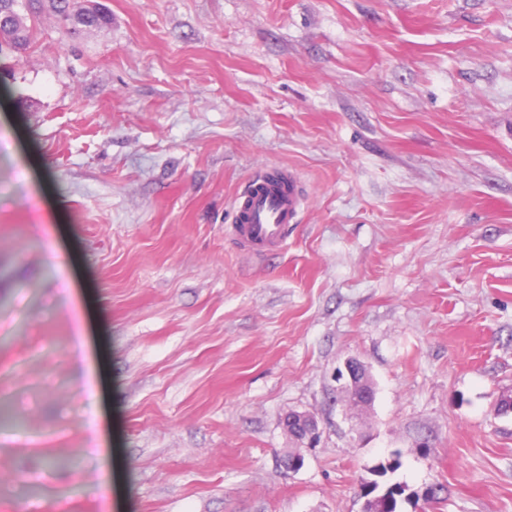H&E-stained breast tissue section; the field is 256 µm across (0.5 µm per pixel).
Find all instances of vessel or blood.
I'll list each match as a JSON object with an SVG mask.
<instances>
[{"mask_svg":"<svg viewBox=\"0 0 512 512\" xmlns=\"http://www.w3.org/2000/svg\"><path fill=\"white\" fill-rule=\"evenodd\" d=\"M299 210L297 188L285 191L255 178L236 202L234 236L249 249L272 251L285 244L288 227L297 222Z\"/></svg>","mask_w":512,"mask_h":512,"instance_id":"b4317fda","label":"vessel or blood"}]
</instances>
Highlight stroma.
<instances>
[{
  "mask_svg": "<svg viewBox=\"0 0 512 512\" xmlns=\"http://www.w3.org/2000/svg\"><path fill=\"white\" fill-rule=\"evenodd\" d=\"M103 2L0 52V512H512V0ZM56 17L66 22L74 33L82 27L102 28L112 21L111 14L103 4L94 0H48ZM79 4V5H78ZM263 176L253 179L236 201L233 233L243 246L269 252L285 244L288 225L298 220L300 199L292 176L288 192L266 184Z\"/></svg>",
  "mask_w": 512,
  "mask_h": 512,
  "instance_id": "35a3bbf8",
  "label": "stroma"
}]
</instances>
